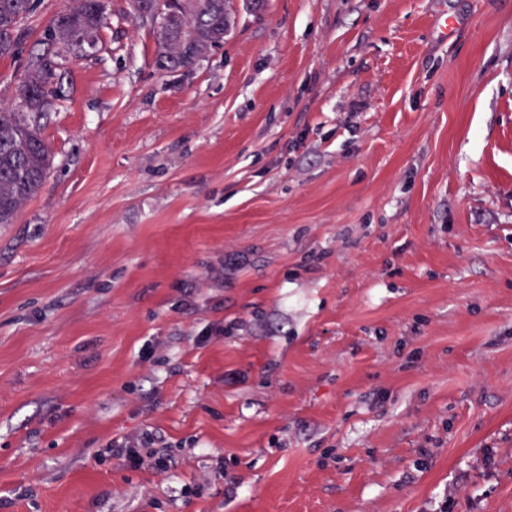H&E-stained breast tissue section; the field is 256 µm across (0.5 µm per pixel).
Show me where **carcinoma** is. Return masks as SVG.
I'll return each instance as SVG.
<instances>
[{
  "instance_id": "1",
  "label": "carcinoma",
  "mask_w": 512,
  "mask_h": 512,
  "mask_svg": "<svg viewBox=\"0 0 512 512\" xmlns=\"http://www.w3.org/2000/svg\"><path fill=\"white\" fill-rule=\"evenodd\" d=\"M156 4L157 0H132L136 15L152 20ZM34 9L35 0H0V58L18 54L20 26ZM228 17V0H207L206 7L180 17L177 33L157 28V67L167 72L192 67L224 42ZM105 19L99 0H69L68 7L52 17L15 82L20 111L0 108V224L13 223L22 205L43 185L53 155L41 136L40 120L54 101L63 98L62 61L74 52L95 49Z\"/></svg>"
}]
</instances>
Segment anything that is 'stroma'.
Here are the masks:
<instances>
[{"instance_id":"stroma-1","label":"stroma","mask_w":512,"mask_h":512,"mask_svg":"<svg viewBox=\"0 0 512 512\" xmlns=\"http://www.w3.org/2000/svg\"><path fill=\"white\" fill-rule=\"evenodd\" d=\"M243 4L166 72L112 0L65 65L0 226V512H512V0ZM144 433L168 470L94 456Z\"/></svg>"}]
</instances>
